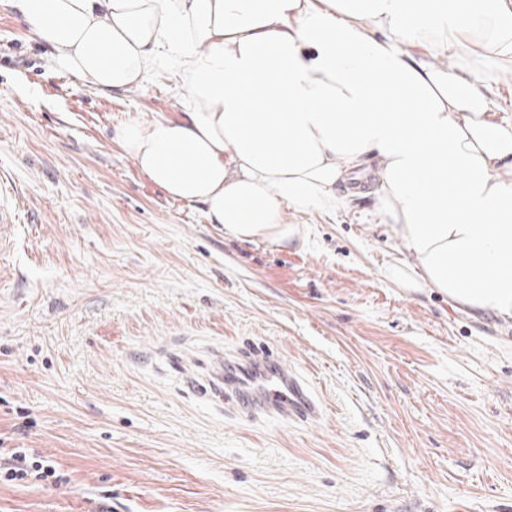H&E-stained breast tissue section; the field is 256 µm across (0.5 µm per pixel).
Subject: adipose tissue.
Segmentation results:
<instances>
[{"instance_id": "1", "label": "adipose tissue", "mask_w": 512, "mask_h": 512, "mask_svg": "<svg viewBox=\"0 0 512 512\" xmlns=\"http://www.w3.org/2000/svg\"><path fill=\"white\" fill-rule=\"evenodd\" d=\"M100 92L160 67L188 112L115 138L172 199L236 239L305 245L286 209L333 212L375 166V215L411 262L387 277L512 318V123L483 86L512 67V0H18ZM421 56L408 53V46ZM452 56L454 69L438 66Z\"/></svg>"}]
</instances>
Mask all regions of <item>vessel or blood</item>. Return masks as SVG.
<instances>
[{
    "label": "vessel or blood",
    "instance_id": "1",
    "mask_svg": "<svg viewBox=\"0 0 512 512\" xmlns=\"http://www.w3.org/2000/svg\"><path fill=\"white\" fill-rule=\"evenodd\" d=\"M200 393L213 401L231 398L238 407H263L283 418H314L317 408L300 380L281 367L260 359H249L234 371L216 363Z\"/></svg>",
    "mask_w": 512,
    "mask_h": 512
}]
</instances>
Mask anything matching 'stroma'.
Wrapping results in <instances>:
<instances>
[{
	"instance_id": "35a3bbf8",
	"label": "stroma",
	"mask_w": 512,
	"mask_h": 512,
	"mask_svg": "<svg viewBox=\"0 0 512 512\" xmlns=\"http://www.w3.org/2000/svg\"><path fill=\"white\" fill-rule=\"evenodd\" d=\"M182 79L98 92L0 0V445L67 482L0 480V512H512V319L386 276L374 170L333 213L286 210L305 248L239 241L114 140L176 118ZM263 351L308 421L196 389Z\"/></svg>"
}]
</instances>
